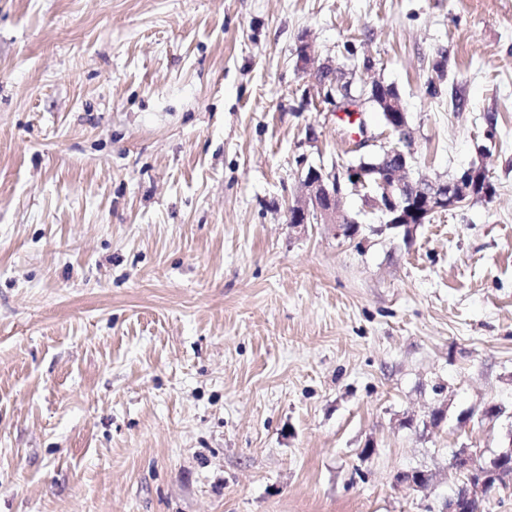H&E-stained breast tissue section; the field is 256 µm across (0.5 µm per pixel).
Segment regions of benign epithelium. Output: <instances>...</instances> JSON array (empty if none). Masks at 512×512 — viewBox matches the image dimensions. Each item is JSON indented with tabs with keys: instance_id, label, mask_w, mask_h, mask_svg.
Masks as SVG:
<instances>
[{
	"instance_id": "7a95c632",
	"label": "benign epithelium",
	"mask_w": 512,
	"mask_h": 512,
	"mask_svg": "<svg viewBox=\"0 0 512 512\" xmlns=\"http://www.w3.org/2000/svg\"><path fill=\"white\" fill-rule=\"evenodd\" d=\"M296 56L299 67H308L316 56L314 44L301 41ZM353 83V73L340 69L336 71L335 83H323L321 87L327 89L331 99L339 100L341 106L353 105L366 97L382 100L386 126L397 133L400 140H405L408 122L403 101L383 94L385 85L381 82L373 83L368 89L362 88L359 94L352 92ZM412 159V152L394 146L382 150L381 160L377 163L362 160L343 167L338 173L309 167L303 180V197L288 208L289 227L304 232L310 224H327L335 236L356 239L361 224L339 203L344 183L355 192H364L365 201L381 212V223L389 229H404L407 238L435 214L456 209L477 195L479 184L467 175L436 180L411 178ZM493 460L498 463V469L495 481L491 482L484 476L487 464L482 450L459 448L453 452L451 466L466 474L467 480L464 494L456 493L449 498L443 512H478L481 504L498 488L512 482V448L493 454ZM398 480L413 488H421L430 483L431 474L413 469L400 473Z\"/></svg>"
}]
</instances>
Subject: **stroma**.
<instances>
[{
  "mask_svg": "<svg viewBox=\"0 0 512 512\" xmlns=\"http://www.w3.org/2000/svg\"><path fill=\"white\" fill-rule=\"evenodd\" d=\"M304 39L494 196L292 232L300 156L395 142ZM511 443L512 0H0V512H443ZM324 66H328V68L331 70L336 71V82L333 84L321 83L316 77L318 70L315 73V80L320 85V87L328 88L327 93L329 94V97L336 102L337 107L342 105L350 106L356 104L361 99L367 100V102H369L370 100H374V97L378 98L379 100H383L382 104L385 106L386 112H383L382 106L378 104H372L373 107L378 112H383L386 118L384 123L393 132L398 133L400 140L404 141L406 139L408 130L407 112H405V107L403 105V100L400 93V101L398 98H394L388 95L383 96L385 85L381 82H374L369 90L363 86L361 93L354 94L352 92L354 83L353 71L346 72L345 70L337 69L330 65ZM336 86L340 91V96L338 98H336ZM366 95H369V98L368 96L366 97ZM337 100H340V102L337 103Z\"/></svg>",
  "mask_w": 512,
  "mask_h": 512,
  "instance_id": "stroma-1",
  "label": "stroma"
}]
</instances>
